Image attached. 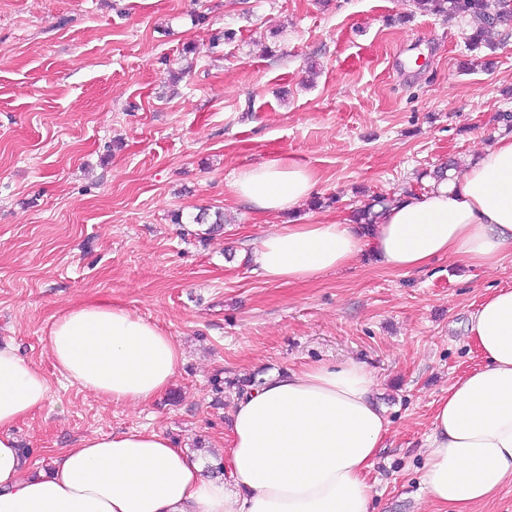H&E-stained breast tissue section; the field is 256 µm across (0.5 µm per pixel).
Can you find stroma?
Here are the masks:
<instances>
[{
    "label": "stroma",
    "mask_w": 512,
    "mask_h": 512,
    "mask_svg": "<svg viewBox=\"0 0 512 512\" xmlns=\"http://www.w3.org/2000/svg\"><path fill=\"white\" fill-rule=\"evenodd\" d=\"M227 28L235 38L212 46ZM472 28L412 0H0V344L50 383L14 429L26 475L81 437L145 427L220 460L231 381L357 361L389 422L373 512H438L419 484L432 407L482 364L468 315L512 287V248L494 269L440 258L404 274L363 256L311 284L272 283L251 251L285 218L227 184L292 156L332 201L319 216L342 219L512 136L497 120L512 112V28L490 71L468 67ZM217 211L221 233L186 229ZM101 300L183 352L148 405L106 402L53 367L54 316Z\"/></svg>",
    "instance_id": "obj_1"
}]
</instances>
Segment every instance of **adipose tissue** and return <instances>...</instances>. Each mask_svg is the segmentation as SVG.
I'll list each match as a JSON object with an SVG mask.
<instances>
[{"instance_id": "1", "label": "adipose tissue", "mask_w": 512, "mask_h": 512, "mask_svg": "<svg viewBox=\"0 0 512 512\" xmlns=\"http://www.w3.org/2000/svg\"><path fill=\"white\" fill-rule=\"evenodd\" d=\"M318 184L315 170L288 156L240 168L229 182L257 211L292 216L253 250L267 281L310 283L366 251L404 273L442 257L491 268L512 247V139L425 192L398 196L368 228L300 217ZM468 332L484 362L437 402L420 476L448 512H474L512 485V289L487 296ZM46 342L66 381L115 405H145L168 391L182 359L156 324L103 301L58 313ZM48 392L38 367L0 346V512H371L368 474L388 427L364 364L276 373L237 396L224 477L143 428L82 437L55 453L48 474L23 478L13 430Z\"/></svg>"}]
</instances>
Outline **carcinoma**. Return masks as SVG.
I'll return each mask as SVG.
<instances>
[{
	"label": "carcinoma",
	"mask_w": 512,
	"mask_h": 512,
	"mask_svg": "<svg viewBox=\"0 0 512 512\" xmlns=\"http://www.w3.org/2000/svg\"><path fill=\"white\" fill-rule=\"evenodd\" d=\"M424 11L448 18H471L478 27L465 42L466 50L474 52L484 47L491 50L497 46L496 38L502 36L512 24V0H414ZM389 200L374 196L372 202L352 210L354 223L370 226L378 222L380 211L387 208Z\"/></svg>",
	"instance_id": "1"
}]
</instances>
